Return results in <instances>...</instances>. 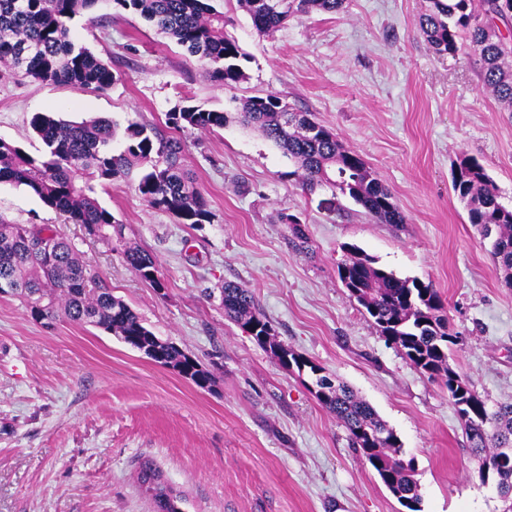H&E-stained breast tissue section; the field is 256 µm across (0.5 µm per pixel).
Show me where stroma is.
<instances>
[{"mask_svg":"<svg viewBox=\"0 0 512 512\" xmlns=\"http://www.w3.org/2000/svg\"><path fill=\"white\" fill-rule=\"evenodd\" d=\"M423 6L346 0L339 13H312L264 36L236 0H217L225 33L245 54V81L227 88L138 14L99 0L70 27L110 66L111 87L0 75V139L34 156L44 152L30 127L37 112L114 121L116 154L131 124L172 136L166 115L178 105L231 116L224 128L182 134L208 222L183 224L149 206L138 166L98 188L127 240L156 257L159 289L81 225L0 183V216L56 225L155 336L215 379L200 389L111 334L63 318L45 328L0 295V512H154L137 481L146 461L182 495L184 512H403L317 403L308 374L282 366L225 317L227 282L253 293L280 344L348 383L395 430L415 462L423 512H502L443 382L381 336L337 273L354 245L399 277L433 283L460 337L452 368L488 405L512 402V287L452 189L460 159L473 157L512 205V112L467 52L428 47ZM267 93L356 151L404 223H378L326 186L299 189L288 157L235 118L242 99ZM286 215L307 225L309 253L289 244Z\"/></svg>","mask_w":512,"mask_h":512,"instance_id":"1","label":"stroma"}]
</instances>
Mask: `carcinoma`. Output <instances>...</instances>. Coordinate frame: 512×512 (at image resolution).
<instances>
[{"label": "carcinoma", "instance_id": "obj_1", "mask_svg": "<svg viewBox=\"0 0 512 512\" xmlns=\"http://www.w3.org/2000/svg\"><path fill=\"white\" fill-rule=\"evenodd\" d=\"M99 0H0V72L21 73L34 80L63 84L75 90H104L112 85L108 64L73 39L70 21L93 10ZM153 24L158 31L207 65L210 79L233 87L246 79L238 43L224 35V12L215 0H111ZM345 0H237L254 28L270 35L289 20L311 12L336 14ZM420 32L438 55H454L466 41L476 55L483 83L512 112V0H425ZM239 119L257 128L296 166L289 172L303 191L330 186L349 197L373 219L403 224L405 216L390 191L346 148L336 134L306 112H293L273 94L241 101ZM224 112L183 106L167 114L175 130L222 129ZM30 125L43 141L45 154L34 157L0 139V183L23 186L67 224H80L88 236L107 249L122 250L127 265L160 289L163 283L155 258L130 243L125 226L103 207L96 183L127 173L133 162H145L138 189L145 202L174 214L182 224L209 218L208 203L185 172L183 147L174 138L156 141L146 128L125 129L126 150L112 153L117 124L104 118L73 122L49 112L33 115ZM453 190L467 204L469 223L491 239L496 269L512 285V207L499 201V191L485 168L464 157L453 176ZM289 243L309 251L306 225L285 218ZM338 265V276L380 334L398 348L417 370L432 380L445 379L471 452L494 467L481 483L512 498V403L488 407L468 380L449 363L455 336L444 314V302L432 283L400 278L376 265L357 247ZM0 295L15 297L30 315L51 325L63 316L77 324L100 328L151 360L169 367L195 385L211 387L213 378L198 360L172 342L155 336L140 316L112 294L108 281L91 272L72 246L49 224H13L0 216ZM226 317L250 327L256 341L269 348L287 368L309 371L319 404L341 422L352 448L376 471L384 486L406 512H422L420 485L412 461L402 458V444L375 409L347 384L274 340L270 321L259 311L252 293L226 282L221 291ZM138 479L152 492L155 512H179L180 494L162 482L151 463L142 465Z\"/></svg>", "mask_w": 512, "mask_h": 512}]
</instances>
